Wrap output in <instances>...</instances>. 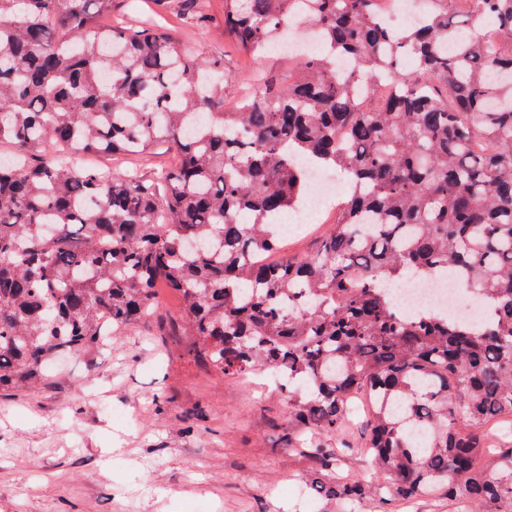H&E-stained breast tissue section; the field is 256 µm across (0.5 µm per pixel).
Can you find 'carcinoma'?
I'll return each instance as SVG.
<instances>
[{
	"label": "carcinoma",
	"mask_w": 512,
	"mask_h": 512,
	"mask_svg": "<svg viewBox=\"0 0 512 512\" xmlns=\"http://www.w3.org/2000/svg\"><path fill=\"white\" fill-rule=\"evenodd\" d=\"M188 24L209 0H186ZM325 56L296 58L224 111V60L158 29L100 20L112 0H0V389L137 328L162 284L182 299L187 352L225 377L257 366L288 388L285 446L307 436L317 497L403 500L448 489L469 512H512V0H429L401 30L379 0H308ZM300 0H224V34L255 57ZM352 58L348 75L336 63ZM394 92L363 111L361 86ZM57 150L41 154L46 140ZM163 149L156 176L86 165ZM349 187L305 257L275 258L308 168ZM452 274L473 320L404 316L405 274ZM371 394L377 485L330 481L352 397Z\"/></svg>",
	"instance_id": "obj_1"
}]
</instances>
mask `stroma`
<instances>
[{
	"instance_id": "1",
	"label": "stroma",
	"mask_w": 512,
	"mask_h": 512,
	"mask_svg": "<svg viewBox=\"0 0 512 512\" xmlns=\"http://www.w3.org/2000/svg\"><path fill=\"white\" fill-rule=\"evenodd\" d=\"M208 26L177 40L224 60V103L257 76L283 73L287 55L247 60L225 52L224 0ZM336 221L335 207L289 232L280 254H311ZM156 318L113 336L110 352L53 368L33 393L0 391V512H381L364 499L292 494L312 467L286 451L283 394L268 373L225 377L188 356L171 323L179 298L160 289Z\"/></svg>"
}]
</instances>
